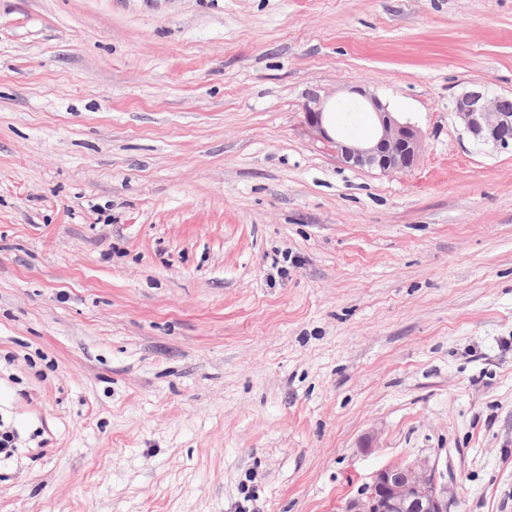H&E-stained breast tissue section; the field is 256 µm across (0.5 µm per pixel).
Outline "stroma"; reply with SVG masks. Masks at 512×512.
I'll list each match as a JSON object with an SVG mask.
<instances>
[{"label":"stroma","instance_id":"stroma-1","mask_svg":"<svg viewBox=\"0 0 512 512\" xmlns=\"http://www.w3.org/2000/svg\"><path fill=\"white\" fill-rule=\"evenodd\" d=\"M418 126L343 165L312 94ZM512 0H0V512H512ZM454 114L476 141L508 149L512 144V112L499 106V98L473 89L458 96ZM359 93L374 122L372 139L354 143L338 140L329 115L331 112L326 111L325 103L317 97L305 106V124L317 138L333 144L342 161L351 166L377 169L383 174L411 171L423 146L420 130L409 122L398 120L376 96ZM347 512H448V483L426 460L384 467Z\"/></svg>","mask_w":512,"mask_h":512}]
</instances>
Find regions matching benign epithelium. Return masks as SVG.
Instances as JSON below:
<instances>
[{"label": "benign epithelium", "instance_id": "1", "mask_svg": "<svg viewBox=\"0 0 512 512\" xmlns=\"http://www.w3.org/2000/svg\"><path fill=\"white\" fill-rule=\"evenodd\" d=\"M361 96L374 122L372 139L354 143L337 139L326 105L317 97L305 106V124L316 137L333 144L347 164L383 174L411 171L423 146L420 130L398 120L376 96L364 92ZM454 114L476 141L503 149L512 145V112L501 109L499 99L469 90L456 98ZM347 512H448V484L442 481L437 464L427 460L384 467L361 497L349 503Z\"/></svg>", "mask_w": 512, "mask_h": 512}]
</instances>
